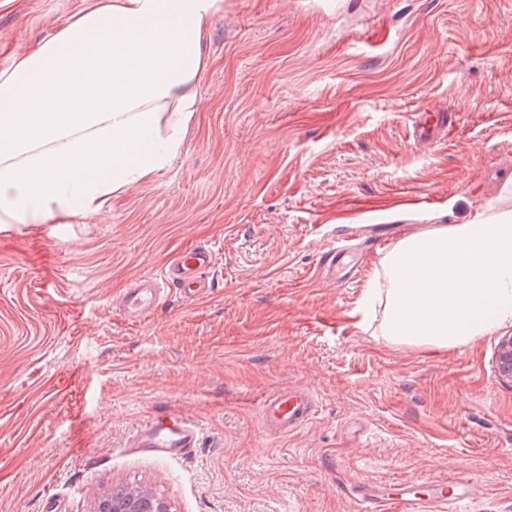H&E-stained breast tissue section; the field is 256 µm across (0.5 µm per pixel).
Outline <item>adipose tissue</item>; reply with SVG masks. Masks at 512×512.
I'll return each mask as SVG.
<instances>
[{
    "label": "adipose tissue",
    "instance_id": "ef3b65f1",
    "mask_svg": "<svg viewBox=\"0 0 512 512\" xmlns=\"http://www.w3.org/2000/svg\"><path fill=\"white\" fill-rule=\"evenodd\" d=\"M224 0H92L0 71V223L98 215L166 169L202 109ZM386 343L453 349L512 324V201L398 241L357 307Z\"/></svg>",
    "mask_w": 512,
    "mask_h": 512
}]
</instances>
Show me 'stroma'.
I'll return each mask as SVG.
<instances>
[{"mask_svg":"<svg viewBox=\"0 0 512 512\" xmlns=\"http://www.w3.org/2000/svg\"><path fill=\"white\" fill-rule=\"evenodd\" d=\"M86 0H0V62ZM207 103L181 154L107 216L0 223V512H91L136 480L175 512H358L356 482L462 475L480 512H512V325L446 350L392 345L353 314L404 236L487 210L512 177V0H224L206 42ZM453 116L414 140L418 114ZM390 237L357 278L321 264L336 235ZM218 282L139 322L115 306L184 247ZM312 390L287 436L264 397ZM161 414L199 444L136 448ZM496 368L503 381L512 383V336H503L497 351Z\"/></svg>","mask_w":512,"mask_h":512,"instance_id":"1","label":"stroma"}]
</instances>
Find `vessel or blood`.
Wrapping results in <instances>:
<instances>
[{"label": "vessel or blood", "instance_id": "obj_1", "mask_svg": "<svg viewBox=\"0 0 512 512\" xmlns=\"http://www.w3.org/2000/svg\"><path fill=\"white\" fill-rule=\"evenodd\" d=\"M444 112L424 113L414 127L418 140H437L451 123ZM216 267L213 250L205 245L182 249L173 264L159 274L148 276L121 297L127 318L138 320L149 314L158 299L172 293L186 300L205 295L214 286ZM313 394L304 387H293L270 394L262 403L264 423L271 434L288 435L300 430L312 418ZM198 432L185 420L162 415L155 418L142 434L141 445L150 452L178 458L194 448ZM470 481L459 476L431 483L430 492L420 495L411 485L365 486L357 488L360 512H469Z\"/></svg>", "mask_w": 512, "mask_h": 512}]
</instances>
